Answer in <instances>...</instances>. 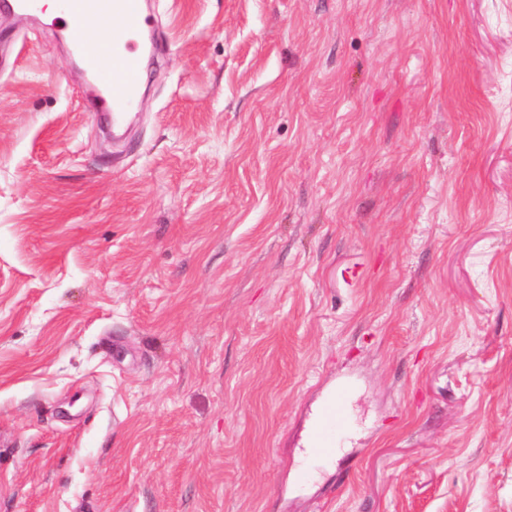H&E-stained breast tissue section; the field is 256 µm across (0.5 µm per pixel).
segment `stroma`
<instances>
[{
	"label": "stroma",
	"mask_w": 512,
	"mask_h": 512,
	"mask_svg": "<svg viewBox=\"0 0 512 512\" xmlns=\"http://www.w3.org/2000/svg\"><path fill=\"white\" fill-rule=\"evenodd\" d=\"M154 5L121 145L0 7V512H512V0ZM349 395L347 389L336 391L321 409L314 431L313 444L306 449V467L303 479L312 467L332 460L336 456L341 423L348 415ZM317 413V415H318ZM315 416L313 423L317 417Z\"/></svg>",
	"instance_id": "35a3bbf8"
}]
</instances>
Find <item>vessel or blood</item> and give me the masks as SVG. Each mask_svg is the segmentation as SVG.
I'll use <instances>...</instances> for the list:
<instances>
[{"label": "vessel or blood", "mask_w": 512, "mask_h": 512, "mask_svg": "<svg viewBox=\"0 0 512 512\" xmlns=\"http://www.w3.org/2000/svg\"><path fill=\"white\" fill-rule=\"evenodd\" d=\"M147 0H59L51 25L65 33L92 83L89 97L111 126L123 124L137 109L148 50L147 33L154 18ZM102 27L99 39H86V30ZM347 391H336L321 409L313 444L306 451L307 467L332 460L337 452L340 426L348 415Z\"/></svg>", "instance_id": "b4317fda"}]
</instances>
